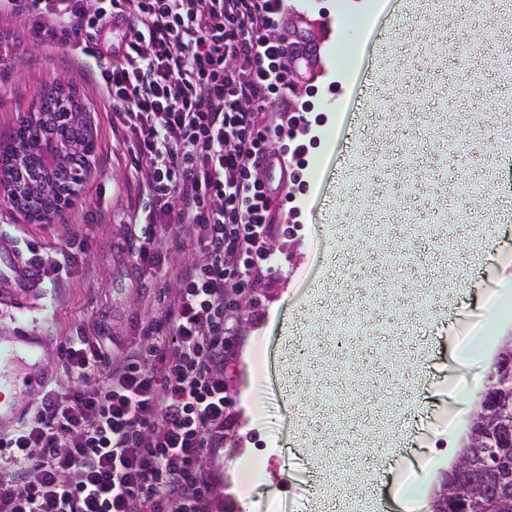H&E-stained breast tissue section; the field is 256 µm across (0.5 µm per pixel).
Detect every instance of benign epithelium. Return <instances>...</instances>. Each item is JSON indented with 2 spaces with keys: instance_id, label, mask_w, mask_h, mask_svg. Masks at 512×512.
<instances>
[{
  "instance_id": "1",
  "label": "benign epithelium",
  "mask_w": 512,
  "mask_h": 512,
  "mask_svg": "<svg viewBox=\"0 0 512 512\" xmlns=\"http://www.w3.org/2000/svg\"><path fill=\"white\" fill-rule=\"evenodd\" d=\"M92 163L93 159L86 160L85 165L68 174L66 180H58L53 184L57 207L47 215V221L52 222L61 217L78 199L81 185ZM488 379L490 383L481 393L471 417L467 439L464 440L465 449L459 453L435 491V505L442 512L447 508L464 512L463 505L477 495L504 500L512 498V423H503L499 419L506 402L499 383L512 381V336L504 339ZM489 433L496 437L502 462L491 467L476 466L472 463L469 448Z\"/></svg>"
}]
</instances>
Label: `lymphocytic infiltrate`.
Here are the masks:
<instances>
[{"label": "lymphocytic infiltrate", "instance_id": "1", "mask_svg": "<svg viewBox=\"0 0 512 512\" xmlns=\"http://www.w3.org/2000/svg\"><path fill=\"white\" fill-rule=\"evenodd\" d=\"M281 0H0V20L79 49L122 30L118 53L92 48L94 79L133 142L144 206L133 271L160 268L194 244L150 345L112 356L99 336L62 343L75 384L42 393L26 420L0 435V512H207L216 456L234 425L226 375L235 360L230 317L256 301L270 271L283 181L305 189L308 147ZM289 112L279 123L271 104ZM288 133L290 164L273 170L272 137ZM24 245L45 279L68 277L86 240L58 253ZM234 284L236 295L225 292Z\"/></svg>", "mask_w": 512, "mask_h": 512}]
</instances>
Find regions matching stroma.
<instances>
[{"mask_svg":"<svg viewBox=\"0 0 512 512\" xmlns=\"http://www.w3.org/2000/svg\"><path fill=\"white\" fill-rule=\"evenodd\" d=\"M309 0L311 32L320 38L323 68L316 80L300 82L296 98L309 107L305 136L314 142L308 155L307 193L285 183L295 214L281 212L271 241L274 269L265 279L258 306L243 305L236 360L228 378L234 399V427L218 458L205 459L214 474L212 512H269L274 501H288L293 512H329L339 498L343 512H427L441 471L457 458L456 429L468 426L487 368L505 336L512 315L498 302L512 303V263L494 261L512 254V221L496 224L482 253L470 248V227L433 224L435 208L466 210L481 218L487 196L473 197L460 165L468 154L473 167L492 170L497 182H512V163L499 159V139H512V83L485 68L476 91L455 93L456 70L436 53L448 32L447 19L426 0ZM16 59L0 67V137L9 136L18 115L34 109L41 87L57 83L76 91L90 118L97 144L95 161L78 200L54 223L26 222L0 198V231L20 234L55 250L72 236L85 235L91 248L68 280L44 284L40 307L19 313L0 310V326L30 324L47 343L44 365L49 385L66 392L73 380L61 366L59 347L66 337L93 330L104 320L105 345L123 354L140 344L137 321L160 316L164 289L175 287L187 262L200 259L194 247L172 254L162 271L132 275L122 245L130 229L129 210L137 200L132 154L111 114L100 101L92 71L80 65L69 47H50L27 31H15ZM425 52L412 82L387 77L393 101L381 134L397 145L414 134V161L387 182L382 214L391 230L374 236L347 234L365 209L353 188L338 191L336 169L348 160L347 132L357 105L368 98L383 60L408 45ZM337 83L336 104L327 106L324 89ZM495 106V121L478 130L472 117L479 103ZM372 253L373 264L354 269L364 292L389 303L386 315L372 316L349 307H325L320 297L335 285L327 252ZM410 253L411 266L386 263L388 252ZM485 274L495 290L485 295L469 287L473 272ZM315 339V354L303 368L306 382L292 383L293 370L280 358L282 343L294 337ZM488 338L474 359L459 356L470 339ZM418 375L425 396L411 428L400 423L401 399L392 390L399 376ZM406 443L410 466L382 461L371 468L370 484L351 477L349 460L361 449L377 451ZM257 474L249 499H241L237 475L245 463ZM331 466L332 486L309 488L288 477L289 470Z\"/></svg>","mask_w":512,"mask_h":512,"instance_id":"1","label":"stroma"}]
</instances>
